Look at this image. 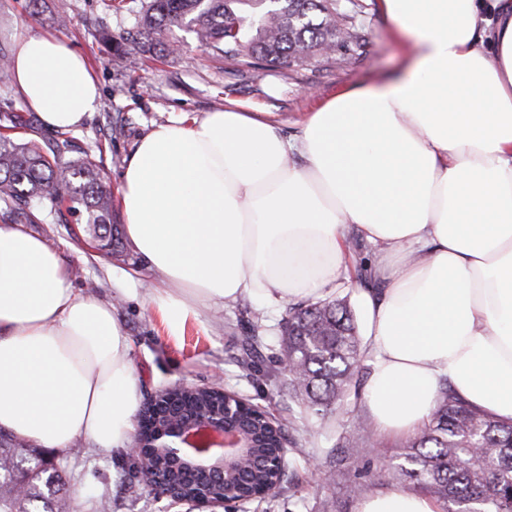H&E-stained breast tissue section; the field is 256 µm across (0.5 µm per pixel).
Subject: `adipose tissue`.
Instances as JSON below:
<instances>
[{
  "label": "adipose tissue",
  "instance_id": "adipose-tissue-1",
  "mask_svg": "<svg viewBox=\"0 0 512 512\" xmlns=\"http://www.w3.org/2000/svg\"><path fill=\"white\" fill-rule=\"evenodd\" d=\"M412 44L404 74L345 89L283 139L258 112L152 129L121 180L133 249L171 329L247 296L277 309L343 287L350 234L377 248L360 292L380 431L427 423L442 385L512 421V0H379ZM13 82L50 129L79 127L100 90L53 35H18ZM299 155L301 164L290 162ZM140 391L113 307L19 224L0 225V429L55 453L131 443ZM357 512H441L393 486Z\"/></svg>",
  "mask_w": 512,
  "mask_h": 512
}]
</instances>
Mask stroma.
Listing matches in <instances>:
<instances>
[{"label":"stroma","mask_w":512,"mask_h":512,"mask_svg":"<svg viewBox=\"0 0 512 512\" xmlns=\"http://www.w3.org/2000/svg\"><path fill=\"white\" fill-rule=\"evenodd\" d=\"M359 43L337 50L332 59L293 63L237 65L199 47L193 34L175 28L170 40L179 51L148 58L132 69L111 64L103 34H136L140 0H124L121 10H107L103 0H0V50L13 52L20 33H49L66 40L89 61L101 98L95 112L70 131L73 148L68 160L101 154L112 188H119L124 168L140 139L174 117L200 118L215 110L245 108L268 113L280 135L299 137L309 112L338 92L356 85L401 75L406 55L384 34L386 21L376 0H358ZM14 112L25 127L18 137L48 145L55 130L44 128L36 113L25 108L11 84H0V114ZM83 214L58 224L50 215L30 225L68 264L73 285L112 304L132 346L140 395L187 382L219 385L239 392L270 410L288 429V481L284 489L254 502L252 512H357L355 484L368 483L370 493L395 485L396 465L405 437L371 431V444L359 440V422L367 421V388L351 389L344 404L326 415L307 412L289 393L288 374L278 362L275 342L285 310L269 313L251 298L190 316L180 332L163 322L147 286L155 275L132 248L122 259H108L89 250L76 230ZM262 336L265 345L256 359L258 372L247 378L236 360L248 336ZM348 472L331 483L325 474L335 468ZM71 512H97L104 498L109 512H190V505L170 507L156 497L134 468L131 454H105L81 443L67 462Z\"/></svg>","instance_id":"stroma-1"}]
</instances>
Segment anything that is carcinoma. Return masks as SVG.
<instances>
[{
  "instance_id": "carcinoma-1",
  "label": "carcinoma",
  "mask_w": 512,
  "mask_h": 512,
  "mask_svg": "<svg viewBox=\"0 0 512 512\" xmlns=\"http://www.w3.org/2000/svg\"><path fill=\"white\" fill-rule=\"evenodd\" d=\"M354 15L339 0H143L136 19L138 37L106 39L111 60L135 63L171 50L165 32L186 27L196 41L221 58L252 64L255 59L290 64L328 56L358 41ZM0 127V206L13 218L31 219L38 204L59 224L66 214H86L90 246L122 253L120 231L112 223V189L91 157L70 161L72 141L61 133L48 149L13 135L22 117L13 114ZM283 358L294 367L289 391L315 413L341 404L351 386L367 375L364 351L353 313L344 298L290 304L282 323ZM264 341L252 336L239 364L250 371ZM222 397L210 391L175 394L151 412V423L179 418L183 423L216 410ZM252 441L248 461L225 483L243 493L270 482L268 457L280 451L279 435L247 411L236 421ZM398 472L406 490L421 491L442 512H512V423L474 409L443 384L428 423L400 453ZM160 471L186 497L218 484L213 471H195L187 462L161 463ZM23 474L28 491L14 496L13 482ZM66 461L44 465V452L0 430V512H67Z\"/></svg>"
}]
</instances>
